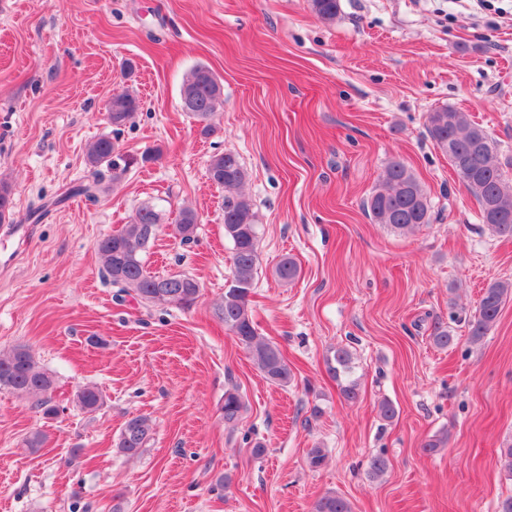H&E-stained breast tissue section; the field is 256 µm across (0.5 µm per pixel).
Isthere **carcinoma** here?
Instances as JSON below:
<instances>
[{
    "instance_id": "obj_1",
    "label": "carcinoma",
    "mask_w": 512,
    "mask_h": 512,
    "mask_svg": "<svg viewBox=\"0 0 512 512\" xmlns=\"http://www.w3.org/2000/svg\"><path fill=\"white\" fill-rule=\"evenodd\" d=\"M309 7L325 22H333L339 13V0H309ZM181 104L197 121L205 125L224 103L223 87L205 66L194 67L180 88ZM139 108V100L124 92L112 97L108 112L112 126H123ZM427 130L439 149L448 156L455 173L476 200L482 224L492 233L512 237V181L505 178L495 141L482 126L466 112L439 108L427 116ZM122 155L109 137H100L86 147V161L94 170L105 166L112 178L123 173L118 164ZM207 172L209 179L224 187V235L233 244L231 276L224 288V298L218 315L224 327L248 350L263 376L270 382L286 386L292 374L280 349L258 335L252 319L250 294L259 266V218L252 200L242 192L248 173L240 157L226 151L211 157ZM99 182L73 185L63 192L61 200L72 196L97 199ZM363 208L376 224H383L399 233L413 232L430 223V204L427 192L416 173L402 161L387 164L382 174L381 189L371 193ZM162 220L161 210L153 204L139 207L130 223L102 237L96 252L102 270L112 285L118 287L117 297L131 296L141 303H161L182 310L192 308L199 297L200 285L186 274L152 275L145 268V257L154 245ZM198 221L194 209L186 206L179 212L174 231L185 240L193 237ZM283 282L298 278L300 269L290 258H283L275 268ZM512 297V282L496 281L483 290L474 315L469 320V341L480 342L496 323L503 304ZM329 373L340 382L341 393L348 401L359 396L358 381L352 378V354L344 347L336 349L326 360ZM55 379L43 369L32 350L17 345L0 353V391L18 397H32L35 407L46 418L56 417L59 406L53 404L51 391ZM77 407L86 414H95L105 405V395L95 385L84 384L75 394ZM245 401L239 386L233 384L224 391L220 407L224 423H236ZM154 423L147 415L128 418L122 425L115 447L127 457L141 454L152 440ZM47 434L41 429L27 433L24 445L33 453L44 447ZM313 512H352L349 501L334 491H328L314 503Z\"/></svg>"
}]
</instances>
